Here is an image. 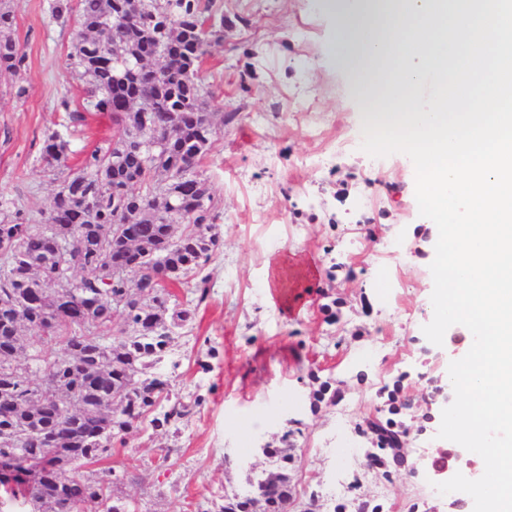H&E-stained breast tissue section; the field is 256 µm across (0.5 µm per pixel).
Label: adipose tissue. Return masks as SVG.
I'll return each mask as SVG.
<instances>
[{"mask_svg":"<svg viewBox=\"0 0 512 512\" xmlns=\"http://www.w3.org/2000/svg\"><path fill=\"white\" fill-rule=\"evenodd\" d=\"M485 0H321L336 24L329 55L348 71L361 119L426 103L456 63Z\"/></svg>","mask_w":512,"mask_h":512,"instance_id":"1","label":"adipose tissue"}]
</instances>
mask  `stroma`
<instances>
[{"label":"stroma","mask_w":512,"mask_h":512,"mask_svg":"<svg viewBox=\"0 0 512 512\" xmlns=\"http://www.w3.org/2000/svg\"><path fill=\"white\" fill-rule=\"evenodd\" d=\"M49 3L7 0L27 60L21 74L0 72V196L35 218L59 184L40 157L44 138L68 141L74 169L116 133L104 114L70 119L85 89L70 60L77 22L54 20ZM223 4L234 25L200 72L216 92L211 111L228 116L200 166L221 245L204 269L205 299L170 289L195 313L163 367L171 399L198 406L115 442L111 460L130 472L117 493L138 512H219L226 492L269 469L262 448L280 447L296 419L291 477L300 499L318 492L332 512L360 474L384 512L435 504L432 484L408 472L389 481L365 474L366 442L354 427L374 414L377 391L398 380L412 402L409 464L426 461L437 443L421 401L458 346L439 359L424 353L436 227L419 214L405 156L337 150L361 139L360 106L347 75L326 60L334 28L313 0ZM65 96L67 113L57 108ZM384 240L399 259H378ZM326 304L337 322L327 321ZM323 381L339 384V400H314Z\"/></svg>","instance_id":"1"}]
</instances>
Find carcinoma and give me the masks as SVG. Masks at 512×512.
Instances as JSON below:
<instances>
[{
	"mask_svg": "<svg viewBox=\"0 0 512 512\" xmlns=\"http://www.w3.org/2000/svg\"><path fill=\"white\" fill-rule=\"evenodd\" d=\"M214 0H52L50 11L67 22L78 12V40L73 66L86 84L85 108L127 120L118 145L107 141L85 154L80 168L59 178L49 210L34 224L21 210L0 198V240L25 228L24 259L12 263L0 278V293L12 291L15 304L0 305V431L27 426L33 434L23 442L26 458L13 471L0 472V492L12 499L26 495L43 507L59 502L69 512H136L134 505L109 492L127 477L125 469L106 470L112 481L96 477L90 466L112 456L114 440L134 429H154L190 413L178 402L160 417L149 414L169 400V385L161 364L193 311L170 305L171 292L159 288L141 302L132 299L125 329L112 332L116 309L112 299L130 292L144 278L184 279L205 296L201 273L217 250L212 233L218 213L210 187L195 171L210 149L219 128L208 99L211 92L198 80L204 57L224 43V11ZM14 17L0 0V71L20 73L26 54L11 37ZM208 34H203V26ZM156 55L161 76L149 79L135 69L137 57ZM155 113L163 141L147 156L140 113ZM68 142L56 133L45 137L41 156L53 169L61 168ZM130 224L134 254L127 265L112 272V225ZM207 231L198 232L197 225ZM70 244L73 271L81 293L67 296V287L50 276L57 254ZM48 332L42 348L24 352L23 331ZM55 368L61 402L73 408L60 426L55 403H15V371ZM376 413L356 424L367 440L366 467L388 480L392 469L404 465L399 441L408 433L402 419L410 404L401 388L385 392ZM286 448L263 454L273 469L250 478L231 493L221 512H284L292 499L289 470L294 457ZM52 457L55 470L35 485H26L23 471ZM333 512H383V506L355 496Z\"/></svg>",
	"mask_w": 512,
	"mask_h": 512,
	"instance_id": "obj_1",
	"label": "carcinoma"
}]
</instances>
